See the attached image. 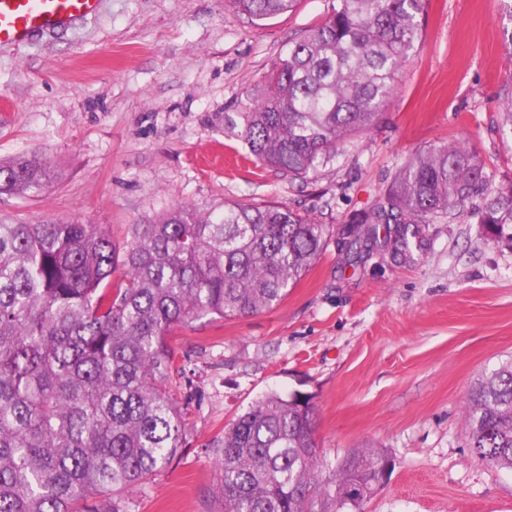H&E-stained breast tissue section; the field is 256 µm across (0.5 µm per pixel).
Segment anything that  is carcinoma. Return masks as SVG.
<instances>
[{
	"mask_svg": "<svg viewBox=\"0 0 512 512\" xmlns=\"http://www.w3.org/2000/svg\"><path fill=\"white\" fill-rule=\"evenodd\" d=\"M425 2L332 0L225 127L260 166L315 179L375 126L421 43ZM225 3L264 21L298 0ZM49 178L43 157L0 161V195L38 192ZM478 196L471 217L485 240L512 247V182L492 187L464 144L417 151L353 219L349 252L361 260L381 239L392 258L411 261L427 225L455 219ZM333 232L288 206L239 201L175 205L129 225L122 248L100 224L0 220V512H128L126 494L183 444L168 336L278 305ZM314 399L271 391L224 429L213 446L219 512H341L356 486L361 512L386 454L361 448L328 461L313 437ZM466 429L476 457L512 470V357L469 395Z\"/></svg>",
	"mask_w": 512,
	"mask_h": 512,
	"instance_id": "1",
	"label": "carcinoma"
}]
</instances>
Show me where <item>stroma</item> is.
<instances>
[{"instance_id": "35a3bbf8", "label": "stroma", "mask_w": 512, "mask_h": 512, "mask_svg": "<svg viewBox=\"0 0 512 512\" xmlns=\"http://www.w3.org/2000/svg\"><path fill=\"white\" fill-rule=\"evenodd\" d=\"M331 0L258 22L224 0H102L76 27L0 47V158L46 157L51 180L0 195V218L129 225L176 204L278 202L337 231L276 307L202 319L168 338L184 376L172 390L184 442L172 465L128 495V512H212L211 448L271 390L315 397L328 460L383 449L386 482L362 512H512V472L467 448L465 402L512 356V247L468 216L426 229L414 260L375 247L349 259L343 232L416 150L463 143L492 186L512 181L501 100L512 88V0H428L423 44L396 76L377 126L316 181L256 166L225 130L289 40Z\"/></svg>"}]
</instances>
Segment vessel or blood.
I'll list each match as a JSON object with an SVG mask.
<instances>
[{
	"label": "vessel or blood",
	"instance_id": "b4317fda",
	"mask_svg": "<svg viewBox=\"0 0 512 512\" xmlns=\"http://www.w3.org/2000/svg\"><path fill=\"white\" fill-rule=\"evenodd\" d=\"M100 0H0V46L72 28L97 15Z\"/></svg>",
	"mask_w": 512,
	"mask_h": 512
}]
</instances>
